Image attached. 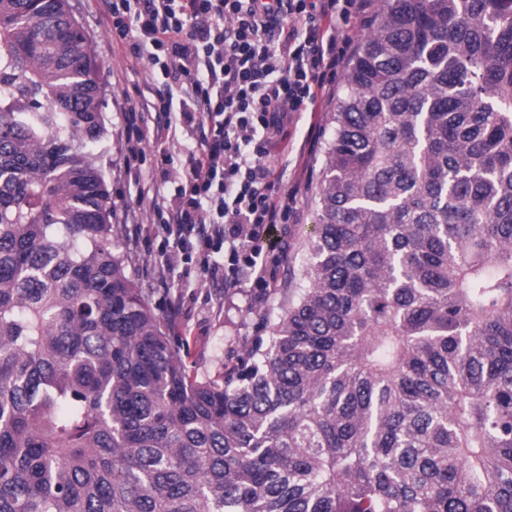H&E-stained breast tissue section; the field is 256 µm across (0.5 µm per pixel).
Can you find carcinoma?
Returning a JSON list of instances; mask_svg holds the SVG:
<instances>
[{"mask_svg":"<svg viewBox=\"0 0 512 512\" xmlns=\"http://www.w3.org/2000/svg\"><path fill=\"white\" fill-rule=\"evenodd\" d=\"M343 87L288 303L200 376L68 0H0V512H512V0H384Z\"/></svg>","mask_w":512,"mask_h":512,"instance_id":"1","label":"carcinoma"}]
</instances>
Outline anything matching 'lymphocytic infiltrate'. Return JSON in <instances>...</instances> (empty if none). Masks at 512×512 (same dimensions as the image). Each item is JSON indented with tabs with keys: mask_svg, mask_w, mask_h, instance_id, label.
I'll return each mask as SVG.
<instances>
[{
	"mask_svg": "<svg viewBox=\"0 0 512 512\" xmlns=\"http://www.w3.org/2000/svg\"><path fill=\"white\" fill-rule=\"evenodd\" d=\"M113 40L146 61L152 99L125 101L123 155L144 157L184 129L193 140L181 173L158 166L162 191L154 223L172 245L151 276L214 254L235 270L263 277L260 231L288 220L290 204L274 190L265 147L289 116L313 111L331 93L352 37L350 19L366 18V0H100Z\"/></svg>",
	"mask_w": 512,
	"mask_h": 512,
	"instance_id": "f902f5d3",
	"label": "lymphocytic infiltrate"
}]
</instances>
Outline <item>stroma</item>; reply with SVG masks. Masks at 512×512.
<instances>
[{"instance_id": "35a3bbf8", "label": "stroma", "mask_w": 512, "mask_h": 512, "mask_svg": "<svg viewBox=\"0 0 512 512\" xmlns=\"http://www.w3.org/2000/svg\"><path fill=\"white\" fill-rule=\"evenodd\" d=\"M73 14L91 48L94 61L104 72L103 106L106 134L95 150L105 173L114 207L136 206L140 216H148L149 201L139 198L151 189L152 170L160 158L147 151L139 162L140 182L124 178L120 103L142 100L149 93L150 79L145 62L132 59L127 48L113 42L96 0H69ZM335 97L320 100L315 111L294 117L283 134L269 148V162L275 167L276 190L292 195L295 208L287 223L273 227L275 245L262 257L270 279L229 274L218 279H202L198 266L179 267L168 276V286L147 277L143 269L165 245L163 233H148L139 244H132L126 234L115 241L124 252L142 288L163 316L171 335L186 337L190 343V363L198 373L215 374L230 359V341L260 335L261 310H276L286 297L290 271L299 270L306 260L302 245L316 219L315 194L325 163L327 145L332 135L330 116ZM179 297L181 306L170 313L169 300Z\"/></svg>"}]
</instances>
